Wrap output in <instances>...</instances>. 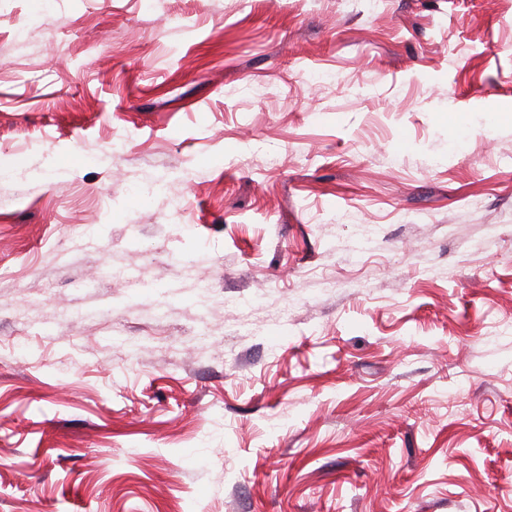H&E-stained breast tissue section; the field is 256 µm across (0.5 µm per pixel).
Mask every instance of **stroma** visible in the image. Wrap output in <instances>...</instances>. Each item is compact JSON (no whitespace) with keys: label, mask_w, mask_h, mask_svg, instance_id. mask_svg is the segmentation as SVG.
Listing matches in <instances>:
<instances>
[{"label":"stroma","mask_w":512,"mask_h":512,"mask_svg":"<svg viewBox=\"0 0 512 512\" xmlns=\"http://www.w3.org/2000/svg\"><path fill=\"white\" fill-rule=\"evenodd\" d=\"M1 168L0 512H512V0H0Z\"/></svg>","instance_id":"1"}]
</instances>
